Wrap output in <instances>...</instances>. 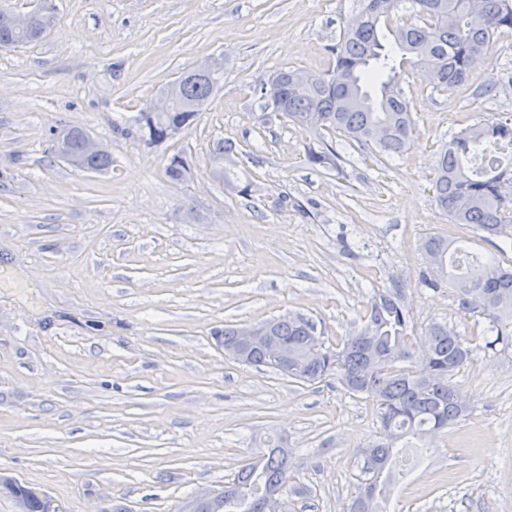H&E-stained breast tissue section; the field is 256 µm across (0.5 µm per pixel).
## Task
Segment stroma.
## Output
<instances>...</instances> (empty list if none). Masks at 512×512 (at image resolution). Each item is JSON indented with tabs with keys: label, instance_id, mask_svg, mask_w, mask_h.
Here are the masks:
<instances>
[{
	"label": "stroma",
	"instance_id": "obj_1",
	"mask_svg": "<svg viewBox=\"0 0 512 512\" xmlns=\"http://www.w3.org/2000/svg\"><path fill=\"white\" fill-rule=\"evenodd\" d=\"M43 40L0 52V471L60 512H183L288 440V512H343L379 422L335 380L295 382L228 359V323L287 313L326 344L360 330L375 290L401 284L416 332L446 322L471 360L454 381L470 412L418 449L391 512H512V350L484 352L488 322L447 281L431 286L432 235L492 246L432 200L440 149L512 115V31L489 69L449 93L406 72L416 121L388 157L333 136L341 171L312 166L310 132L263 111L273 73H322L360 0H52ZM220 58L205 112L148 146L124 129L184 72ZM82 128L112 155L105 173L48 150ZM249 194L212 174L224 142ZM183 152L191 178L171 180Z\"/></svg>",
	"mask_w": 512,
	"mask_h": 512
}]
</instances>
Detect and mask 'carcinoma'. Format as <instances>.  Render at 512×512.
<instances>
[{
	"mask_svg": "<svg viewBox=\"0 0 512 512\" xmlns=\"http://www.w3.org/2000/svg\"><path fill=\"white\" fill-rule=\"evenodd\" d=\"M401 0H361L359 24L347 30L332 49V70L306 97L284 89L293 71L281 70L275 78L283 89L276 100H263L265 112H276L293 124L331 131L381 155L400 156L413 139L415 123L409 101L400 87L405 66L421 71L436 65L441 73L434 88L455 92L470 78L473 59L486 54L496 36L512 31V0H481L472 12L469 0H411L413 15L393 19ZM55 23V13L31 17L23 28L0 20V51L39 40ZM219 77L182 75L180 97L169 112H138L141 140L154 144L170 127L192 124L209 103ZM86 132L61 126L55 149L70 154L76 168L102 172L112 166L110 153H89ZM498 146L505 150L494 159L489 173L474 167L475 156ZM233 144L215 152L213 174L227 179L224 163L231 161ZM307 161L316 167L341 171V157L326 144L308 147ZM168 176L183 180L189 168L183 153L169 159ZM512 118L477 123L463 129L440 153L432 180L435 206L448 215V223L464 224L482 233L495 254L482 257L451 249L452 241L429 237L424 244L432 272L444 278L461 297L462 306L479 310L488 320L484 351L512 348ZM410 311L395 284L378 290L370 301L365 325L356 333L328 346L317 336L314 324L301 315L272 319V334L288 348V370L251 346L250 364L271 368L297 382L311 383L329 376L352 395L376 409L378 435L361 449L364 465L356 477V494L343 512H387L390 492L400 476L398 459L404 439L423 442L443 433L466 416L469 406L454 375L468 362L471 349L466 338L446 322H433L423 337L424 357H416L419 337L411 333ZM291 462L284 439L254 463L240 467L224 489L202 506V512H264V500L288 490Z\"/></svg>",
	"mask_w": 512,
	"mask_h": 512,
	"instance_id": "carcinoma-1",
	"label": "carcinoma"
}]
</instances>
